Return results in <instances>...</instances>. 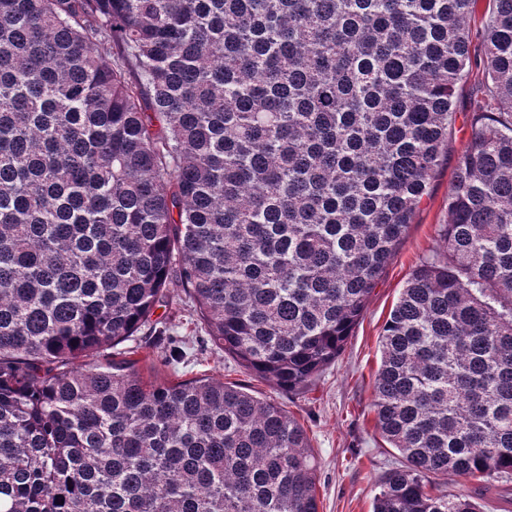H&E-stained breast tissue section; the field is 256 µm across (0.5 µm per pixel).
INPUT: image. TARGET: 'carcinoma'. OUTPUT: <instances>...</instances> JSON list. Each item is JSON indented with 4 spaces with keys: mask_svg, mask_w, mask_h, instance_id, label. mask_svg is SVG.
I'll return each instance as SVG.
<instances>
[{
    "mask_svg": "<svg viewBox=\"0 0 512 512\" xmlns=\"http://www.w3.org/2000/svg\"><path fill=\"white\" fill-rule=\"evenodd\" d=\"M477 3L0 0V512H319L286 409L145 380L119 345L177 263L217 346L307 389L429 195ZM489 3L444 248L380 337L404 464L373 512L512 492V0Z\"/></svg>",
    "mask_w": 512,
    "mask_h": 512,
    "instance_id": "obj_1",
    "label": "carcinoma"
}]
</instances>
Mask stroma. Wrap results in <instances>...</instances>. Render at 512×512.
<instances>
[{"label":"stroma","mask_w":512,"mask_h":512,"mask_svg":"<svg viewBox=\"0 0 512 512\" xmlns=\"http://www.w3.org/2000/svg\"><path fill=\"white\" fill-rule=\"evenodd\" d=\"M488 5V0H480L469 20L473 65L469 78L456 91L448 152L430 193L342 353L312 386L287 392L249 375L212 341L179 277H172L169 284L168 306L154 315L156 329L167 337L168 344L163 349H148L139 367L141 376L159 383L220 376L227 384L248 386L257 396L283 406L303 425L318 459L319 512H372L382 476L403 462L376 428L372 387L380 364L379 337L422 256L443 246L440 227L448 221V189L457 162L469 146L470 109L483 83L480 58Z\"/></svg>","instance_id":"35a3bbf8"}]
</instances>
